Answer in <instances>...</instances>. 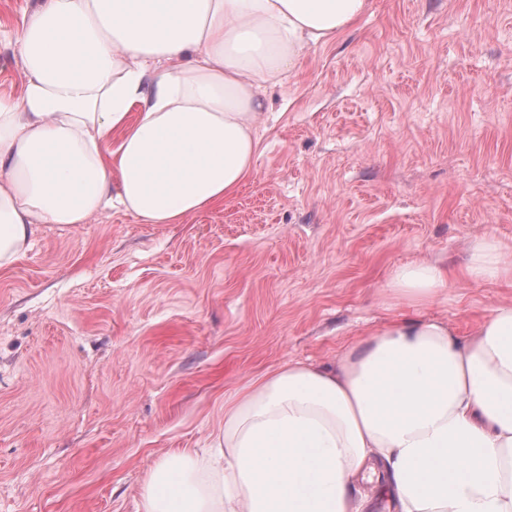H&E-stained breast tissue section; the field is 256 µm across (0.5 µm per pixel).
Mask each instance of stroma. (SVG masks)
Segmentation results:
<instances>
[{"mask_svg": "<svg viewBox=\"0 0 512 512\" xmlns=\"http://www.w3.org/2000/svg\"><path fill=\"white\" fill-rule=\"evenodd\" d=\"M264 88L255 173L180 224L108 210L0 269V512H137L224 395L336 362L391 315L390 270L448 263L427 310L470 334L512 288L466 273L512 241V0H369Z\"/></svg>", "mask_w": 512, "mask_h": 512, "instance_id": "obj_1", "label": "stroma"}]
</instances>
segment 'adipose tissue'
Masks as SVG:
<instances>
[{
	"label": "adipose tissue",
	"mask_w": 512,
	"mask_h": 512,
	"mask_svg": "<svg viewBox=\"0 0 512 512\" xmlns=\"http://www.w3.org/2000/svg\"><path fill=\"white\" fill-rule=\"evenodd\" d=\"M369 0H39L0 95V268L39 225L116 209L178 224L254 174L260 90L334 41ZM111 158L102 146L113 131ZM470 275L512 284V244L468 246ZM429 259L390 271L398 313L335 367L292 361L224 398L207 448L145 475L138 512H512V302L467 336L428 316Z\"/></svg>",
	"instance_id": "1"
}]
</instances>
